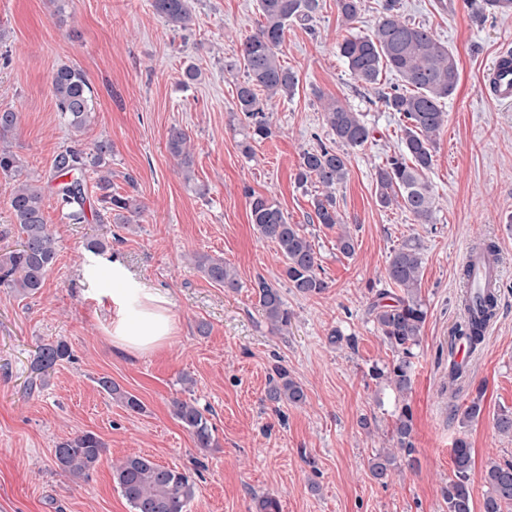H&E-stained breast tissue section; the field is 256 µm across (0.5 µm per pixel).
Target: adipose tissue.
<instances>
[{
	"label": "adipose tissue",
	"mask_w": 512,
	"mask_h": 512,
	"mask_svg": "<svg viewBox=\"0 0 512 512\" xmlns=\"http://www.w3.org/2000/svg\"><path fill=\"white\" fill-rule=\"evenodd\" d=\"M81 275L83 284L107 309L103 331L117 352L138 357L170 345L176 321L166 290L149 287L117 259L89 258Z\"/></svg>",
	"instance_id": "obj_1"
}]
</instances>
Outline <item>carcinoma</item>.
I'll use <instances>...</instances> for the list:
<instances>
[{"label":"carcinoma","mask_w":512,"mask_h":512,"mask_svg":"<svg viewBox=\"0 0 512 512\" xmlns=\"http://www.w3.org/2000/svg\"><path fill=\"white\" fill-rule=\"evenodd\" d=\"M320 7L319 0H259L263 17L258 32L247 37L239 55L225 62L228 72L242 70L245 78L237 86L236 107L241 114L244 149L250 142H259L272 135L268 106L277 97L290 98L298 87L296 73L281 64L279 47L284 31L291 21H308ZM154 12L174 29H185L192 19L191 0H152ZM340 52L358 82L374 88L383 71L396 73L404 88L382 94L386 107L402 117V132L398 153L377 168V201L383 208L396 205L415 221L426 224L434 210V194L426 180L433 165L439 133L448 123V113L442 102L455 91L459 70L454 54L427 28L406 22L399 13L398 0H385L382 15L372 33L344 40ZM52 93L57 111L71 132L77 134L94 118L92 91L83 71L75 66L62 65L52 74ZM326 125L336 149L321 144L303 152L297 180H310L326 189L315 202L318 223L332 228L342 223L336 209L334 192L347 176V152L344 148L364 145L370 136L363 114L331 101L324 107ZM19 115L12 110H0V174L16 175L24 168L22 159L8 145V134L16 129ZM169 152L177 158L185 181L192 180L193 157L187 146L185 132L172 128L167 141ZM112 146L106 140L97 142L90 152L68 147L56 160V169L70 176L57 184L56 195L67 217L74 223L85 219L84 175H97L95 187L100 201L114 212L115 220L124 222L128 214L137 212L130 197L110 192L112 186ZM44 190L36 180H18L13 185L9 206L21 236L19 248L0 254V285L23 295L33 296L44 287L46 275L57 256L56 239L43 218ZM251 224L264 239L276 243L284 259L283 274L289 287L304 296L323 293L327 282L319 275V263L314 244L301 224L288 223L280 207L266 196L248 192ZM196 264L212 283L228 289L238 288L231 268L221 259L208 255L195 257ZM422 244L410 239L391 250L385 266L388 283L400 291L397 296L383 289L376 293L370 306L373 322L384 343L394 353L391 363L373 366L372 379L384 384L396 397L405 398L413 385V348L420 343V333L427 317V308L420 297ZM258 305L271 328L288 326L290 315L280 289L261 279L257 282ZM472 303L479 310L476 316H466L458 328V336L472 346H479L485 337V326L496 314L497 288L474 290ZM70 358L68 344L59 340L40 346L33 360L35 379L45 382L60 362ZM100 388L120 400L124 406L139 413L141 401L124 392L107 378L98 380ZM267 398L273 403L286 402L300 406L306 401L302 385L295 381L288 368L278 364L269 375ZM173 414L190 433L196 447L207 450L216 447L212 426L196 404L175 399ZM483 414L482 389L460 410L461 424L466 426ZM495 430L512 436V409L502 408L493 416ZM413 416L405 405L395 417L389 433V447L369 461L371 476L385 483L404 458L406 466L415 468L413 457ZM105 452V444L92 432L77 434L55 448L58 467L72 481H87ZM452 473L443 488L448 512H473V490L469 482L473 458L466 438L455 440L452 448ZM113 481L129 503L132 512H187L196 494L193 476L176 468H166L150 457L132 454L112 467ZM487 487L482 512H512V461L491 460L485 468Z\"/></svg>","instance_id":"obj_1"}]
</instances>
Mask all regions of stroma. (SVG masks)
<instances>
[{
	"label": "stroma",
	"mask_w": 512,
	"mask_h": 512,
	"mask_svg": "<svg viewBox=\"0 0 512 512\" xmlns=\"http://www.w3.org/2000/svg\"><path fill=\"white\" fill-rule=\"evenodd\" d=\"M384 0H363L345 20L336 0H320L311 20L289 23L280 46L283 65L298 76L295 95L271 105L272 134L244 148L236 110L237 76L224 69L262 22L258 0H193L187 29L169 27L151 0H0V108L20 114L9 138L24 173L44 188V220L57 259L31 297L0 287V512H131L112 481V465L130 454L194 472L197 493L188 512H260L274 496L280 512H446L442 489L451 448L466 437L473 456L475 501L486 490L489 459L511 460L512 437L497 433L493 415L512 407V106L489 102L483 74L498 51L512 46V15L492 14L483 0H398L408 21L430 28L455 55L459 82L444 108L426 177L436 197L429 223L377 202L375 172L400 145L401 121L381 95L400 86L393 72L378 89L363 88L339 47L369 34ZM63 64L81 68L92 87L95 118L80 138L55 107L51 76ZM201 75L183 85L182 71ZM337 101L363 113L373 131L349 150L348 174L336 206L356 239L342 255L337 229L313 222L324 194L297 184L305 150L330 143L321 107ZM183 129L194 155L184 181L167 148L171 128ZM112 144V192L135 197L139 214L115 223L88 188L86 220L66 218L53 196L55 159L66 147ZM275 201L290 223L306 228L328 287L302 296L285 287L276 244L250 221L247 191ZM423 244L421 295L427 319L414 347L412 390L415 469L375 481L368 462L384 445L396 411L393 394L371 379L372 365L391 361L368 313L386 288V259L408 238ZM491 239L504 271L497 314L456 396L448 394L449 338L461 322L460 272L467 251ZM105 243L150 286L166 289L177 332L161 352H116L102 325L106 312L77 281L90 242ZM224 259L237 290L209 282L197 255ZM279 285L291 314L287 330H272L254 283ZM208 326L207 335L197 331ZM342 342L329 344L331 330ZM66 341L72 357L47 384L30 386L39 346ZM283 363L305 389L300 406L266 397L268 374ZM107 377L137 396L133 413L101 390ZM483 385L484 412L461 426L458 410ZM204 409L216 447L196 448L172 414L173 400ZM369 427H362L361 418ZM80 432L98 435L106 451L88 481L75 484L55 463L57 443Z\"/></svg>",
	"instance_id": "stroma-1"
}]
</instances>
